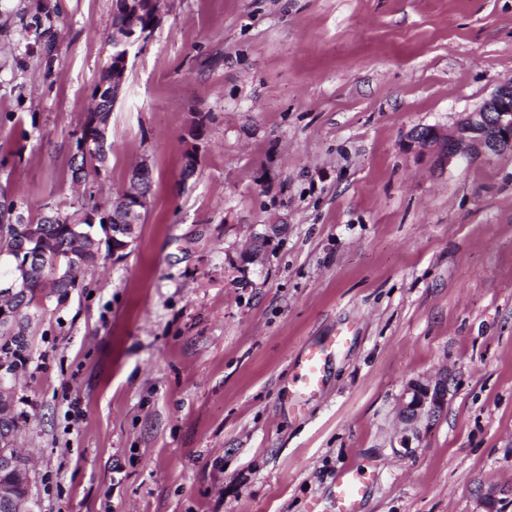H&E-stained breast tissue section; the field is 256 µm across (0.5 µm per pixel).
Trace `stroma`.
I'll return each mask as SVG.
<instances>
[{
    "instance_id": "obj_1",
    "label": "stroma",
    "mask_w": 512,
    "mask_h": 512,
    "mask_svg": "<svg viewBox=\"0 0 512 512\" xmlns=\"http://www.w3.org/2000/svg\"><path fill=\"white\" fill-rule=\"evenodd\" d=\"M50 2L49 66L0 0V61H26L0 70V191L35 216L143 158L152 188L126 257L35 313L29 512H337L347 467L357 512H512V153L440 166L410 138L512 81V0H159L79 186L115 0ZM443 370L447 410L399 447L405 385ZM93 125L92 119L84 117L79 128L82 130V136L76 138V153L73 155L72 162V179L75 181H86L89 173L94 172L98 174L99 168L106 162V141L99 138L96 144L105 151L103 152L96 145L89 148H84L83 141H87L89 136L96 138V125ZM346 342V337L339 335L306 348L294 370L293 389L297 397L311 396L320 390L328 361L336 348ZM367 490L365 475L355 468L342 471L336 480V502L339 512H357V505Z\"/></svg>"
}]
</instances>
